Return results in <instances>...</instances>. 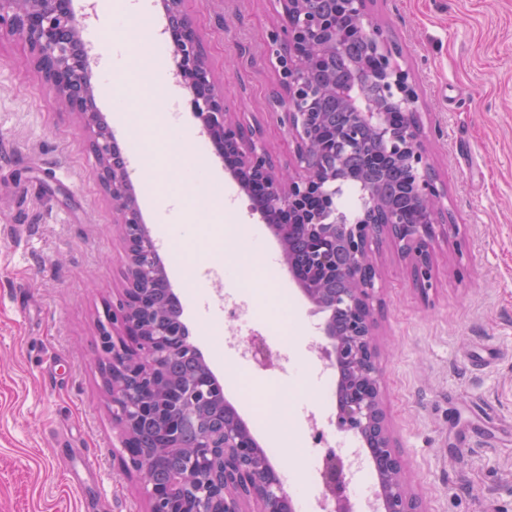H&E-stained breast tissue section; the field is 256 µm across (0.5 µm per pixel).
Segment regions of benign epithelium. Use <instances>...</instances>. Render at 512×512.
<instances>
[{"label": "benign epithelium", "mask_w": 512, "mask_h": 512, "mask_svg": "<svg viewBox=\"0 0 512 512\" xmlns=\"http://www.w3.org/2000/svg\"><path fill=\"white\" fill-rule=\"evenodd\" d=\"M72 0H0V37L23 40L49 91L78 114L97 160L96 178L120 215L127 256V287L105 307L100 326V360L111 361L108 388L113 420L122 449L138 472L147 512H294L290 495L274 468L256 448L248 425L223 398V382L210 369L199 348L185 341L183 324L168 321L146 300L156 277L168 299L177 301L158 261L153 238L136 200L127 161L117 152L110 129L99 127L90 82L93 52L73 46L86 20ZM320 0H273L280 27L271 35L279 86L286 92L285 111L277 113L295 145L294 167L276 166L259 129L228 112L195 25L183 13L182 0H162L167 20L178 31L176 83L188 89L201 134L208 137L227 171L260 207L262 218L288 252L287 267L302 293L316 307L334 310L310 287L311 277L341 281L340 303L348 317L343 336L335 323L323 328L325 354L338 367L351 365L356 376L342 383L336 406L337 431L368 440L378 459V492L374 512H421L405 484L403 462L392 445L380 399V368L375 358V330L370 302L375 295L374 245L389 238L408 259L414 279H429L433 245L445 225L439 221L444 189L426 162L423 127L414 110L417 94L395 49L373 26L369 0H341L343 12ZM365 44L363 59L351 64L349 80L329 81L311 90L324 58L343 49L349 33ZM378 83L388 103L402 116L400 127L388 120L383 104L366 100L363 89ZM369 129L387 153L404 165L413 185L406 204L387 200L369 185L362 213L344 220L337 211L338 194L346 186L341 169L356 146V133ZM387 209L389 221L373 224L370 210ZM190 352L197 370L168 390V363ZM167 405L166 442L150 454L137 450L142 422ZM182 449L183 467L173 479L178 490L153 473L171 451ZM348 465L335 452L324 460L321 479L326 512H355L348 497Z\"/></svg>", "instance_id": "benign-epithelium-1"}]
</instances>
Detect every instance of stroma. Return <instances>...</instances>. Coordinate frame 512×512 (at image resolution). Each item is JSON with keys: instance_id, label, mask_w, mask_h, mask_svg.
I'll return each instance as SVG.
<instances>
[{"instance_id": "stroma-1", "label": "stroma", "mask_w": 512, "mask_h": 512, "mask_svg": "<svg viewBox=\"0 0 512 512\" xmlns=\"http://www.w3.org/2000/svg\"><path fill=\"white\" fill-rule=\"evenodd\" d=\"M230 111L263 125L280 166L295 162L287 127L272 119L278 78L271 0H182ZM369 16L393 40L418 94L427 161L447 191L429 282L416 285L391 242L375 255L372 302L388 429L423 512H512V0H370ZM141 20L99 11L87 22L97 60L94 106L119 145L112 83L129 70L128 112L165 110L171 55L153 51ZM79 118L61 110L20 39H0V512H145L127 467L105 378L99 322L127 284L118 216L95 178ZM155 237L169 238L164 264L192 339L256 439L291 444L306 464L297 482L317 499L308 412L323 406L322 338L316 312L287 272L239 269L223 289L250 306L253 340L271 351L241 360L225 349L231 326L213 305L223 270L211 224H183L143 209ZM288 338L276 350L275 330ZM283 404L288 422H258Z\"/></svg>"}]
</instances>
